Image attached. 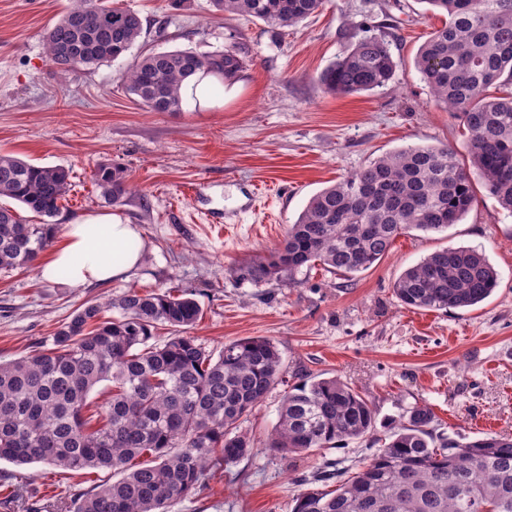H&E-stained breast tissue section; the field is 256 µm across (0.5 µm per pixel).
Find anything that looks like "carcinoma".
Returning a JSON list of instances; mask_svg holds the SVG:
<instances>
[{"mask_svg": "<svg viewBox=\"0 0 512 512\" xmlns=\"http://www.w3.org/2000/svg\"><path fill=\"white\" fill-rule=\"evenodd\" d=\"M46 33V54L61 72L95 69L124 56L143 33L140 14L113 0H71ZM214 11L261 20L280 29L316 13L323 0H210ZM447 14L416 57V69L438 103L466 131L471 170L446 145L398 149L348 174L308 201L283 240L264 260L245 267L255 282L293 281L315 264L350 277L388 255L410 230L444 231L471 210L473 176L512 212V0H421ZM386 34L365 38L336 59L320 82L351 95L386 85L395 62ZM246 67L242 47L199 54L148 52L124 73L129 93L151 112H181L184 83L197 73L222 85ZM94 183L112 206L132 194L127 170L100 164ZM70 170L0 155V199L25 206V223L0 205V272L29 268L54 239L59 202ZM499 275L469 247L435 251L394 282L401 305L448 310L473 307L497 288ZM109 306L88 301L50 342L0 362V460L69 470L104 469L118 479L74 498V512H168L206 484L212 471L251 455L254 439L239 421L271 390L287 385L270 451L343 448L376 429L371 403L339 379L285 378L277 346L265 337L234 340L219 351L190 335L202 308L171 290L130 289ZM168 336H157L159 327ZM107 383L96 425L84 415L91 393ZM427 405L384 425L379 445L356 472L328 460L317 478L336 488H307L292 512H512V437L464 440L435 436ZM141 456L149 461L134 467Z\"/></svg>", "mask_w": 512, "mask_h": 512, "instance_id": "obj_1", "label": "carcinoma"}]
</instances>
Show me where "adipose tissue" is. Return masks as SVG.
I'll return each mask as SVG.
<instances>
[{"mask_svg": "<svg viewBox=\"0 0 512 512\" xmlns=\"http://www.w3.org/2000/svg\"><path fill=\"white\" fill-rule=\"evenodd\" d=\"M138 236L135 225L114 215L77 221L67 226L62 243L41 266V276L48 282L61 277L74 287L128 276L140 262L139 252L129 247Z\"/></svg>", "mask_w": 512, "mask_h": 512, "instance_id": "adipose-tissue-1", "label": "adipose tissue"}]
</instances>
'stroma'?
I'll list each match as a JSON object with an SVG mask.
<instances>
[{"label": "stroma", "instance_id": "obj_1", "mask_svg": "<svg viewBox=\"0 0 512 512\" xmlns=\"http://www.w3.org/2000/svg\"><path fill=\"white\" fill-rule=\"evenodd\" d=\"M139 12L137 50L210 53L237 42L247 66L233 84L181 112H148L126 90L129 58L60 73L45 35L70 0H0V154L71 171L60 226L100 214L137 225L142 261L133 275L80 288L49 284L38 267L0 273V360L29 353L86 301L128 290L173 288L203 309L193 329L207 349L260 336L279 348L288 376L336 377L360 392L379 422L429 404L434 434H512V213L478 189L472 210L443 232L412 230L353 278L321 266L295 283H256L241 269L267 257L308 200L372 159L407 145L453 147L466 157L459 120L439 107L415 68L421 45L444 26L423 0H324L319 12L278 30L214 13L209 0H118ZM393 40L396 68L384 87L328 93L321 73L358 41ZM102 163L126 168L135 187L106 204L92 180ZM459 246L486 255L499 284L472 310H414L393 293L401 272ZM284 394L276 387L241 424L254 453L218 471L171 512H291L324 460L357 468L371 437L342 449L280 457L265 447ZM111 472L64 471L0 460V512H70L71 496Z\"/></svg>", "mask_w": 512, "mask_h": 512}]
</instances>
